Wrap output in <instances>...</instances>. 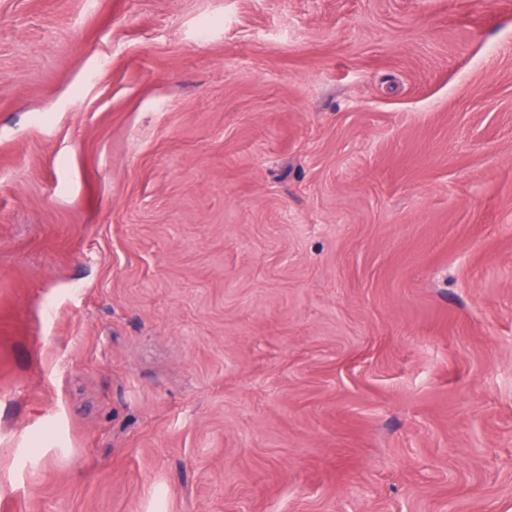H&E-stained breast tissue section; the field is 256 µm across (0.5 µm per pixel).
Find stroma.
I'll list each match as a JSON object with an SVG mask.
<instances>
[{"label": "stroma", "mask_w": 512, "mask_h": 512, "mask_svg": "<svg viewBox=\"0 0 512 512\" xmlns=\"http://www.w3.org/2000/svg\"><path fill=\"white\" fill-rule=\"evenodd\" d=\"M0 512H512V0H0Z\"/></svg>", "instance_id": "35a3bbf8"}]
</instances>
